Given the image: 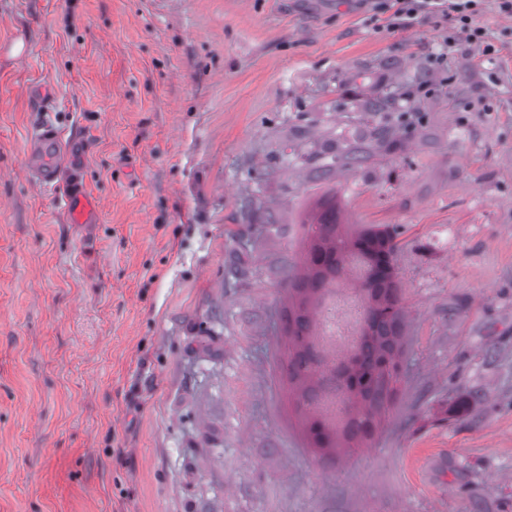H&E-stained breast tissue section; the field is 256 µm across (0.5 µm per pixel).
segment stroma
Masks as SVG:
<instances>
[{
  "instance_id": "stroma-1",
  "label": "stroma",
  "mask_w": 512,
  "mask_h": 512,
  "mask_svg": "<svg viewBox=\"0 0 512 512\" xmlns=\"http://www.w3.org/2000/svg\"><path fill=\"white\" fill-rule=\"evenodd\" d=\"M371 14L0 0V512H512V16H476L489 57ZM390 94L401 117L370 111ZM47 118L84 141L98 223L29 179ZM324 198L397 227L406 323L394 408L335 460L274 370Z\"/></svg>"
}]
</instances>
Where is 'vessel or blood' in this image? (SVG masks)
Returning <instances> with one entry per match:
<instances>
[{"instance_id": "obj_1", "label": "vessel or blood", "mask_w": 512, "mask_h": 512, "mask_svg": "<svg viewBox=\"0 0 512 512\" xmlns=\"http://www.w3.org/2000/svg\"><path fill=\"white\" fill-rule=\"evenodd\" d=\"M81 146L45 122L27 136L26 156L34 184L52 191L57 205L73 224L97 221V202L81 178Z\"/></svg>"}]
</instances>
